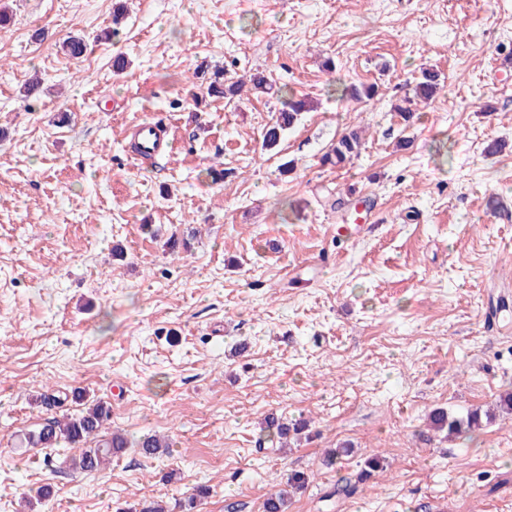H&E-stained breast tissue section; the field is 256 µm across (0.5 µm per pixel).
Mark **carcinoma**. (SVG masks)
Instances as JSON below:
<instances>
[{
	"instance_id": "cac0c4a2",
	"label": "carcinoma",
	"mask_w": 512,
	"mask_h": 512,
	"mask_svg": "<svg viewBox=\"0 0 512 512\" xmlns=\"http://www.w3.org/2000/svg\"><path fill=\"white\" fill-rule=\"evenodd\" d=\"M439 72L424 68L420 71L413 87V96L402 100L396 105V111L408 119L414 112L416 100L428 101L441 88ZM244 81H228L224 72L214 71L208 77L206 95L224 99H232L239 95ZM340 96L353 101L372 100L377 94V86L373 84L350 85L339 89ZM306 102L290 93L281 100V108L275 114L273 121L263 135V147L272 151L279 147L283 134L294 126L298 116L304 111ZM362 145V137L358 130L351 129L336 140L331 149L321 157L324 165L340 166L358 155ZM112 407L103 400L84 404L77 412L62 413L44 419L33 430L25 434L27 445L39 448H55L64 442L77 452L59 459V468L73 473H92L101 471L112 462V458L125 453L129 442L125 436L110 430ZM480 424L478 410H471L464 416L450 413L442 408L434 411L428 418L429 429L444 432L447 435L458 434L462 429H473ZM309 427V420L299 419L288 421L274 413L265 419V431L268 436L278 439L279 449L288 445V437L298 436ZM138 453L146 458L158 457L165 448L169 447L167 439L158 435H145L136 444ZM309 483V477L297 472L288 475L276 484V489L270 492L264 504L265 512H288L291 496L303 489ZM135 512H174V508L164 500L145 499L138 502Z\"/></svg>"
}]
</instances>
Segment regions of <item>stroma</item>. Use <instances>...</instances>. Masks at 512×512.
Wrapping results in <instances>:
<instances>
[{"label": "stroma", "mask_w": 512, "mask_h": 512, "mask_svg": "<svg viewBox=\"0 0 512 512\" xmlns=\"http://www.w3.org/2000/svg\"><path fill=\"white\" fill-rule=\"evenodd\" d=\"M118 1L125 16L102 39ZM3 12L0 512L45 484L34 512H126L199 486L195 512H263L273 478L295 471L310 481L289 512H512V417L496 408L512 391V70L494 76L512 55V0H0ZM203 66L259 71L307 100L280 153L262 148L276 97L247 86L195 109ZM423 67L445 86L407 122L393 107ZM360 83L377 97L336 92ZM152 119L175 149L134 165L131 126ZM351 127L360 156L322 166ZM172 236L188 248L172 254ZM76 388L109 402L129 440L168 436V453L77 474L21 445L75 411L54 399ZM437 407L480 410L481 427L425 438ZM271 412L310 419V436L259 447ZM375 454L382 470L336 494Z\"/></svg>", "instance_id": "35a3bbf8"}]
</instances>
